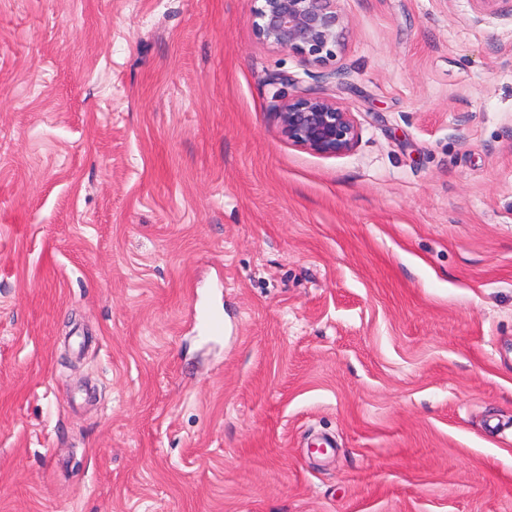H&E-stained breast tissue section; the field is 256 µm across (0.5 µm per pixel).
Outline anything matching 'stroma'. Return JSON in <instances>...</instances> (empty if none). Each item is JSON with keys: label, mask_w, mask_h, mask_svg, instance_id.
Returning <instances> with one entry per match:
<instances>
[{"label": "stroma", "mask_w": 512, "mask_h": 512, "mask_svg": "<svg viewBox=\"0 0 512 512\" xmlns=\"http://www.w3.org/2000/svg\"><path fill=\"white\" fill-rule=\"evenodd\" d=\"M259 5L0 0V512H512V0ZM339 0H262L253 26L262 42L288 49L309 63L326 65L345 39L347 20ZM273 110L282 133L293 143L323 155L350 152L359 131L348 106L320 95L276 100Z\"/></svg>", "instance_id": "35a3bbf8"}]
</instances>
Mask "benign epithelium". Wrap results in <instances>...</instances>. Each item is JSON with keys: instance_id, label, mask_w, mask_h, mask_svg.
Returning <instances> with one entry per match:
<instances>
[{"instance_id": "7a95c632", "label": "benign epithelium", "mask_w": 512, "mask_h": 512, "mask_svg": "<svg viewBox=\"0 0 512 512\" xmlns=\"http://www.w3.org/2000/svg\"><path fill=\"white\" fill-rule=\"evenodd\" d=\"M338 0H262L253 26L262 42L325 65L336 57L347 31ZM282 133L323 155L350 152L359 131L348 106L320 95H296L273 105Z\"/></svg>"}]
</instances>
